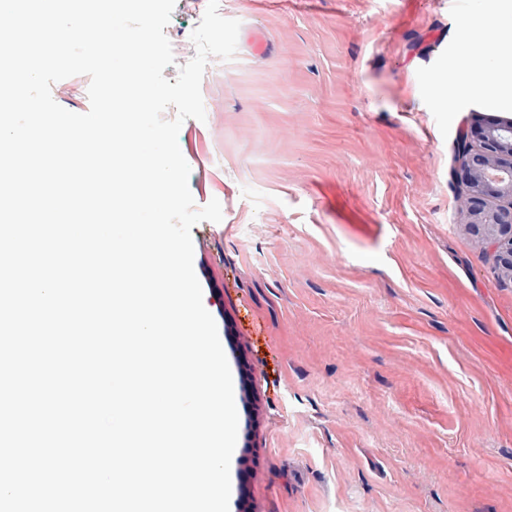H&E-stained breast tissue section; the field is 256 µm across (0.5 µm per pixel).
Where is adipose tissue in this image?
Wrapping results in <instances>:
<instances>
[{
  "instance_id": "obj_1",
  "label": "adipose tissue",
  "mask_w": 512,
  "mask_h": 512,
  "mask_svg": "<svg viewBox=\"0 0 512 512\" xmlns=\"http://www.w3.org/2000/svg\"><path fill=\"white\" fill-rule=\"evenodd\" d=\"M455 40L448 75L428 76L435 99L459 101L495 112H512V53L499 43L512 38V0H455ZM496 38L485 41L480 52L469 45L484 25Z\"/></svg>"
}]
</instances>
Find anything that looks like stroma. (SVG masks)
I'll return each instance as SVG.
<instances>
[{
    "instance_id": "obj_1",
    "label": "stroma",
    "mask_w": 512,
    "mask_h": 512,
    "mask_svg": "<svg viewBox=\"0 0 512 512\" xmlns=\"http://www.w3.org/2000/svg\"><path fill=\"white\" fill-rule=\"evenodd\" d=\"M178 145L194 269L235 385L230 512H512V280L464 218L435 106L448 0H219ZM201 15L176 0L175 80ZM260 34L265 52L249 40Z\"/></svg>"
}]
</instances>
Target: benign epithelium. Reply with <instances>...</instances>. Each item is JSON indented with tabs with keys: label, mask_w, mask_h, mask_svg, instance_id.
<instances>
[{
	"label": "benign epithelium",
	"mask_w": 512,
	"mask_h": 512,
	"mask_svg": "<svg viewBox=\"0 0 512 512\" xmlns=\"http://www.w3.org/2000/svg\"><path fill=\"white\" fill-rule=\"evenodd\" d=\"M459 160L453 175L466 189V221L512 279V121L473 128Z\"/></svg>",
	"instance_id": "benign-epithelium-1"
}]
</instances>
